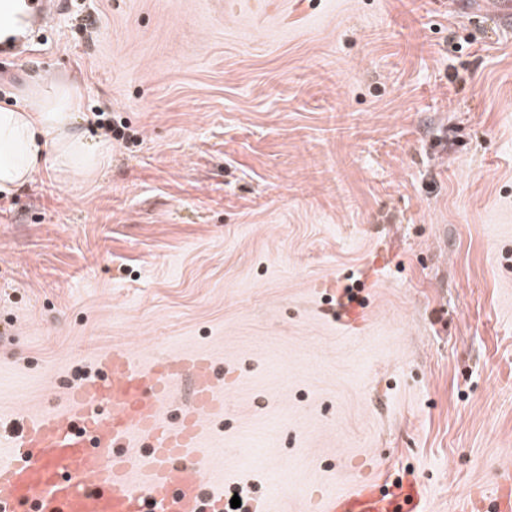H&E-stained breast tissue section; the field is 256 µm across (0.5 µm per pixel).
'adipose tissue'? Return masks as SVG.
<instances>
[{
  "label": "adipose tissue",
  "mask_w": 512,
  "mask_h": 512,
  "mask_svg": "<svg viewBox=\"0 0 512 512\" xmlns=\"http://www.w3.org/2000/svg\"><path fill=\"white\" fill-rule=\"evenodd\" d=\"M81 106L77 83L56 82L35 91L26 106L0 108V193L32 181L49 159L61 179L94 176L107 162L111 146L74 131Z\"/></svg>",
  "instance_id": "ef3b65f1"
}]
</instances>
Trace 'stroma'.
I'll return each mask as SVG.
<instances>
[{
	"mask_svg": "<svg viewBox=\"0 0 512 512\" xmlns=\"http://www.w3.org/2000/svg\"><path fill=\"white\" fill-rule=\"evenodd\" d=\"M0 108L77 82L125 136L0 200V462L113 347L224 374L208 491L360 476L463 512L512 471V27L448 0H68ZM367 283L362 325L335 316Z\"/></svg>",
	"mask_w": 512,
	"mask_h": 512,
	"instance_id": "obj_1",
	"label": "stroma"
}]
</instances>
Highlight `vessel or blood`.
Wrapping results in <instances>:
<instances>
[{
  "instance_id": "vessel-or-blood-1",
  "label": "vessel or blood",
  "mask_w": 512,
  "mask_h": 512,
  "mask_svg": "<svg viewBox=\"0 0 512 512\" xmlns=\"http://www.w3.org/2000/svg\"><path fill=\"white\" fill-rule=\"evenodd\" d=\"M56 7L28 0L25 20L38 26ZM97 365L96 377L66 388L58 410L25 417L0 463V512H223L203 481L201 421L224 412V380L209 357L165 354L141 366L112 349ZM185 382L191 401L167 424L161 411ZM323 512H423L422 488L361 480L329 496ZM494 512H512L511 472L497 480Z\"/></svg>"
}]
</instances>
